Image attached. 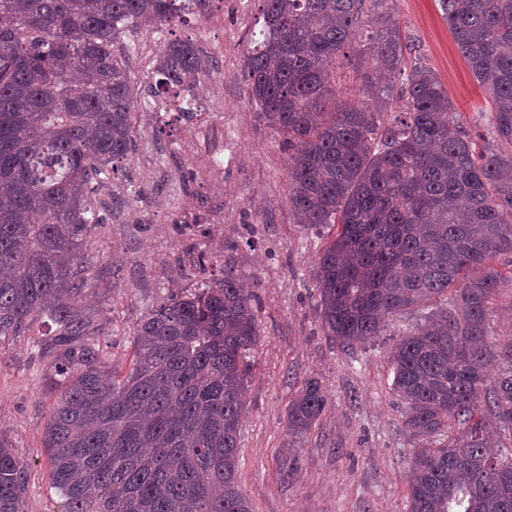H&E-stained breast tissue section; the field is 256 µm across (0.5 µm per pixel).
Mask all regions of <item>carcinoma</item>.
<instances>
[{"mask_svg":"<svg viewBox=\"0 0 512 512\" xmlns=\"http://www.w3.org/2000/svg\"><path fill=\"white\" fill-rule=\"evenodd\" d=\"M212 0H0V345L45 317L32 342L53 401L43 432L61 512H252L238 483V429L259 325L234 270L162 301L137 324L131 366L110 363L84 275L100 176L134 142L131 79L112 52L134 26ZM373 0H260L246 56L249 99L293 157L297 223L340 225L315 261L320 316L343 348L390 319L434 308L390 352L392 390L416 439L407 512H512V341L489 338L490 300L512 253V0H438L479 84L494 144L448 118L439 76ZM371 29L359 41L361 26ZM360 43L361 91L336 95V62ZM202 68L194 43L156 53L154 96ZM388 120H383L385 113ZM305 382L288 435L325 411ZM31 462L0 439V512H25Z\"/></svg>","mask_w":512,"mask_h":512,"instance_id":"cac0c4a2","label":"carcinoma"}]
</instances>
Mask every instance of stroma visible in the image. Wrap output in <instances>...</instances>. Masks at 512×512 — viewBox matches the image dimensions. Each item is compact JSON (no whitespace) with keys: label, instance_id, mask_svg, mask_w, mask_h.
Here are the masks:
<instances>
[{"label":"stroma","instance_id":"1","mask_svg":"<svg viewBox=\"0 0 512 512\" xmlns=\"http://www.w3.org/2000/svg\"><path fill=\"white\" fill-rule=\"evenodd\" d=\"M403 35L448 90L454 117L484 134L487 91L473 77L437 0H386ZM257 0H216L148 39H188L209 64L198 74L193 116L149 105L151 66L130 64L135 146L95 194L103 222L87 243L90 274L108 298L99 309L100 342L126 364L139 321L163 299L190 293L233 266L255 296L259 341L239 428V482L254 512H406L407 472L417 441L403 426L391 390V346L422 313L394 318L384 335L346 350L325 335L314 261L331 230L297 223L288 205L289 151L248 98L245 61L258 33ZM223 49L213 55L212 46ZM490 304L493 341H512V254ZM51 322L0 351V438L32 460L26 512H60L42 438L51 398L44 363L30 340ZM320 382L329 403L310 430L289 439L288 406L302 384Z\"/></svg>","mask_w":512,"mask_h":512}]
</instances>
